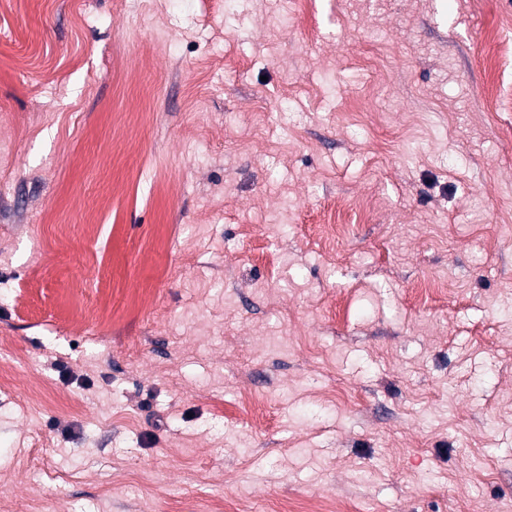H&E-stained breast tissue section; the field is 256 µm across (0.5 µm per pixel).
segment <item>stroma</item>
<instances>
[{"mask_svg": "<svg viewBox=\"0 0 512 512\" xmlns=\"http://www.w3.org/2000/svg\"><path fill=\"white\" fill-rule=\"evenodd\" d=\"M0 0L14 512H512V0Z\"/></svg>", "mask_w": 512, "mask_h": 512, "instance_id": "obj_1", "label": "stroma"}]
</instances>
